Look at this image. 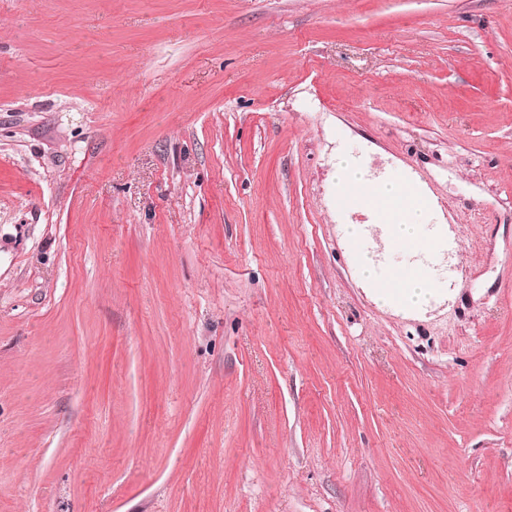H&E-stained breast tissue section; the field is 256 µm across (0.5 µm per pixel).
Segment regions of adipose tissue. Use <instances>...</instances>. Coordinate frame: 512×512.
Returning <instances> with one entry per match:
<instances>
[{
	"instance_id": "1",
	"label": "adipose tissue",
	"mask_w": 512,
	"mask_h": 512,
	"mask_svg": "<svg viewBox=\"0 0 512 512\" xmlns=\"http://www.w3.org/2000/svg\"><path fill=\"white\" fill-rule=\"evenodd\" d=\"M339 208L370 212L376 223L385 226L390 241L400 243L404 251L434 255L445 245L442 236L426 232L432 201L422 187L395 172L373 182L352 159H342L336 185ZM366 286L383 305L411 312L424 311L437 294L428 269L405 264L377 271L371 258L360 267Z\"/></svg>"
}]
</instances>
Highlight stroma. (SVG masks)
<instances>
[{
  "label": "stroma",
  "mask_w": 512,
  "mask_h": 512,
  "mask_svg": "<svg viewBox=\"0 0 512 512\" xmlns=\"http://www.w3.org/2000/svg\"><path fill=\"white\" fill-rule=\"evenodd\" d=\"M0 512H512V0H0ZM336 184L337 207L370 212L376 224L385 226L391 242L405 252L434 255L444 248L442 236L424 230L432 201L422 187L395 172L380 181H370L352 159L343 158ZM366 286L383 305L411 312L424 311L437 294L429 270L419 264L389 267L378 272L365 255L360 267Z\"/></svg>",
  "instance_id": "stroma-1"
}]
</instances>
